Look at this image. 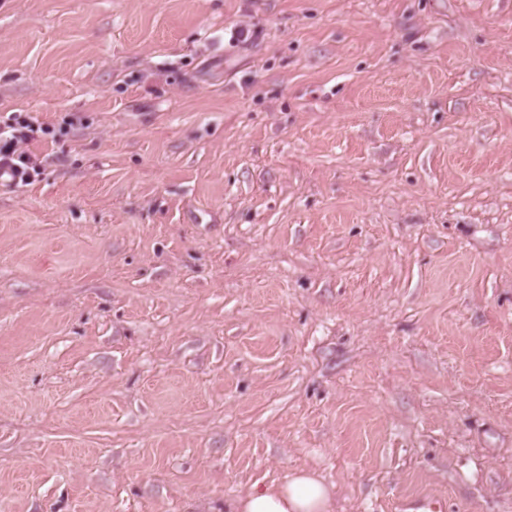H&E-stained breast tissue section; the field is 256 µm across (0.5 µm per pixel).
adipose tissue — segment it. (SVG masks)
I'll use <instances>...</instances> for the list:
<instances>
[{
	"mask_svg": "<svg viewBox=\"0 0 512 512\" xmlns=\"http://www.w3.org/2000/svg\"><path fill=\"white\" fill-rule=\"evenodd\" d=\"M334 487L312 470H298L239 496L227 512H333Z\"/></svg>",
	"mask_w": 512,
	"mask_h": 512,
	"instance_id": "adipose-tissue-1",
	"label": "adipose tissue"
}]
</instances>
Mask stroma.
<instances>
[{
    "mask_svg": "<svg viewBox=\"0 0 512 512\" xmlns=\"http://www.w3.org/2000/svg\"><path fill=\"white\" fill-rule=\"evenodd\" d=\"M0 512H512V0H0ZM49 133L33 117L13 115L0 122V180L10 184L28 183L42 170L35 154L22 147ZM333 508L334 486L313 470H298L282 483L245 492L227 512H333Z\"/></svg>",
    "mask_w": 512,
    "mask_h": 512,
    "instance_id": "stroma-1",
    "label": "stroma"
}]
</instances>
